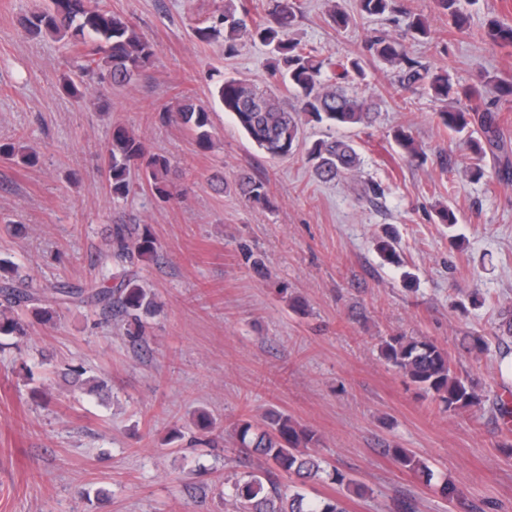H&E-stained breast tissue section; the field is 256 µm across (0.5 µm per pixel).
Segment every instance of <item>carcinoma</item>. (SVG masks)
<instances>
[{
    "label": "carcinoma",
    "instance_id": "obj_1",
    "mask_svg": "<svg viewBox=\"0 0 512 512\" xmlns=\"http://www.w3.org/2000/svg\"><path fill=\"white\" fill-rule=\"evenodd\" d=\"M264 16H250L246 0H225L224 13L210 23L195 29L197 39L209 43L224 34V55L232 57L238 50V40L247 36L270 47L269 63L273 76L280 79L295 99L286 106L272 92L234 77H223L215 85V98L224 111L233 115L237 124L259 150L274 159L294 155L299 141L301 117L329 127H353L371 122L369 104L348 91L365 77L360 59H352L342 68L340 81L327 79L324 74L331 66L330 58L316 55L300 43L282 38V31L296 20L292 0H267ZM448 11L454 29L460 34L469 31L465 5L472 0H439ZM360 10L368 16L383 17L396 11L395 0H359ZM405 31L413 37H425L429 26L420 14L404 15ZM29 32L60 39L68 38L77 47L74 71L77 79L64 85L67 95H83L84 77L126 85L144 69L156 54L154 43L141 36L120 15L113 13L104 0H47V4L27 19ZM481 39L500 46L512 45V25L491 20L481 33ZM367 50L380 60L399 69V78L409 84H427L433 96L448 99L454 92L448 71H430L407 56L397 39L385 34L372 39ZM491 84L495 99L486 100L485 86ZM466 104L441 113L443 124L455 133H464L473 155L483 158L500 148L503 118L497 103L512 99V79L493 77L470 85L461 91ZM182 103L174 110L165 108L169 118L190 126L196 134L199 148L211 143L209 112L190 102L188 92H181ZM397 145L412 159L419 150L403 130L394 131ZM106 180L114 199H123L131 191V168L143 169L153 195L161 199L174 197L168 180L169 160L147 151L140 137L126 127L112 128V138L106 147ZM0 157L19 160L34 167L36 152L18 143L0 144ZM305 161L314 176L322 182H333L355 173L361 157L348 141L336 138L318 139L305 150ZM236 192L245 200L268 203L265 184L248 173L235 180ZM110 257L116 270L107 277L75 285L39 289L30 275L5 261L0 264V336L24 337L30 322L23 317L27 309L43 323L57 316L58 308L67 304L94 305L103 312L119 311L127 317L126 335L135 341L144 340L146 320L157 310L154 294L143 288L131 274L130 266L152 261L159 243L149 224H114L109 229ZM383 359L397 368L414 386L433 396L449 411L466 410L482 403V394L472 380L452 368L448 351L422 337L394 335L381 343ZM238 446L251 448L265 459L259 466L240 476L224 477L226 496L233 512H347L340 498L309 499L300 492L289 493L279 481V475L294 476L302 482L317 481L326 475L342 485L352 480L339 471L328 472L323 460L310 452L318 438L315 432L298 424L286 414L272 413L266 424L258 425L245 418L236 424ZM392 454L407 471H424L423 462L405 448H394Z\"/></svg>",
    "mask_w": 512,
    "mask_h": 512
}]
</instances>
